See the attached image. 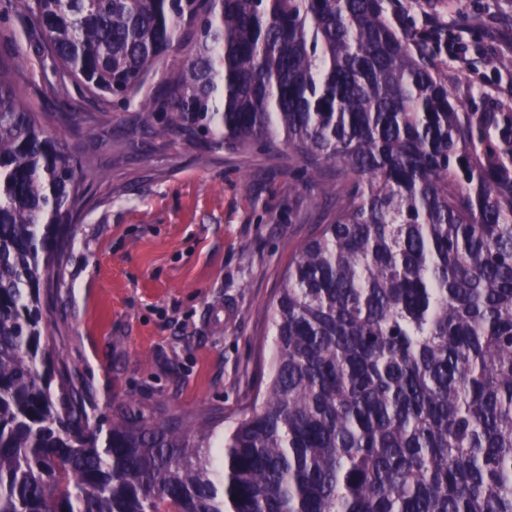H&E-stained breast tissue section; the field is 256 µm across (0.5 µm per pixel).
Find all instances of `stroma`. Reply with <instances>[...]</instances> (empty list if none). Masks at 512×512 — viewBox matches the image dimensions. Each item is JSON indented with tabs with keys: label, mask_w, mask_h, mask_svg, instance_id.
I'll list each match as a JSON object with an SVG mask.
<instances>
[{
	"label": "stroma",
	"mask_w": 512,
	"mask_h": 512,
	"mask_svg": "<svg viewBox=\"0 0 512 512\" xmlns=\"http://www.w3.org/2000/svg\"><path fill=\"white\" fill-rule=\"evenodd\" d=\"M412 35L429 18L466 27L464 61L430 48V62L471 112H512V0H396ZM0 54L24 59L20 100L82 162L79 231L44 306L53 352L82 378L104 425L238 416L265 378L274 343L267 309L296 246L331 199L304 185L309 159L281 145L198 147L137 125L138 101L115 107L68 85L73 121L46 96L56 83L38 32L20 15ZM91 122L96 140L76 128Z\"/></svg>",
	"instance_id": "1"
}]
</instances>
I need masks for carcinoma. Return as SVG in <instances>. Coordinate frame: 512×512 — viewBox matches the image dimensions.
Returning a JSON list of instances; mask_svg holds the SVG:
<instances>
[{
    "instance_id": "cac0c4a2",
    "label": "carcinoma",
    "mask_w": 512,
    "mask_h": 512,
    "mask_svg": "<svg viewBox=\"0 0 512 512\" xmlns=\"http://www.w3.org/2000/svg\"><path fill=\"white\" fill-rule=\"evenodd\" d=\"M391 0H0L58 84L230 150L338 165L288 263L242 417L102 420L50 360L41 289L85 179L0 56V512H512V112L467 111ZM104 443H99L100 436Z\"/></svg>"
}]
</instances>
